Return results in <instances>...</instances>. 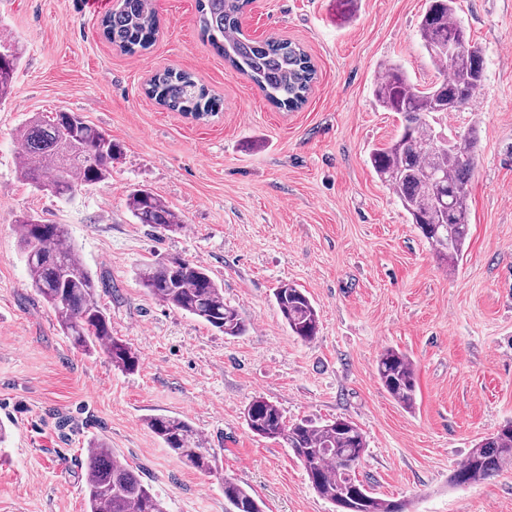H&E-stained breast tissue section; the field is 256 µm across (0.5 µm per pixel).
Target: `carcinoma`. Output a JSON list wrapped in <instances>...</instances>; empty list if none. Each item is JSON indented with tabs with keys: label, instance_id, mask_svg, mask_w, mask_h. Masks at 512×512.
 I'll return each mask as SVG.
<instances>
[{
	"label": "carcinoma",
	"instance_id": "obj_1",
	"mask_svg": "<svg viewBox=\"0 0 512 512\" xmlns=\"http://www.w3.org/2000/svg\"><path fill=\"white\" fill-rule=\"evenodd\" d=\"M250 0H198L201 32L224 55L236 72L248 77L279 108L301 107L315 79V68L306 51L288 40H256L245 34L241 18ZM103 33L112 45L133 54L154 38L157 20L152 0H120L102 21ZM418 35L439 73L427 87L413 83L401 68L386 62L374 82L373 96L379 107L400 116L397 135L371 150L369 161L379 177L397 196L412 223L447 267L463 258L469 235L468 179L474 165L476 139L457 136L450 147L431 148L441 133L433 123L445 114L448 101L461 111L480 90L485 61L480 47L467 37L456 17V0H428L418 25ZM459 47L452 57L439 50ZM9 52L0 61V100L12 92L20 62L18 42L0 33V49ZM149 96L171 111L205 115L218 111L220 101L185 72L165 70L149 81ZM23 145L20 170L32 185L57 197L70 195L79 184L107 180L112 163L122 154L120 143L77 112H57L44 121L29 118L19 129ZM127 206L141 224L167 232L182 231L179 215L149 189H134ZM22 253L31 287L54 312L72 344L85 351L101 350L112 366L133 373L140 356L128 343L112 336V321L97 299L98 284L86 270L79 253L67 242L61 224H44L35 215L18 219ZM148 292L167 305L192 315L226 336H243L248 322L224 303V290L195 261L171 257L139 269ZM278 312L303 342L319 331L317 310L307 292L288 283L274 291ZM377 379L403 408L412 410L416 396V369L398 349L384 350L377 361ZM250 431L290 448L302 462L314 492L330 501L338 512H406L407 503L374 496L355 476L366 451V440L352 420L339 417L322 424L306 419L285 422L277 405L253 399L244 411ZM147 427L174 455L201 473L216 468V453L193 424L175 416H152ZM512 468V420L471 448L454 468L455 487L480 484ZM86 512H167L164 502L141 476L119 459L103 440L86 453ZM225 512H265V503L224 477Z\"/></svg>",
	"mask_w": 512,
	"mask_h": 512
}]
</instances>
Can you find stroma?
Listing matches in <instances>:
<instances>
[{"label":"stroma","mask_w":512,"mask_h":512,"mask_svg":"<svg viewBox=\"0 0 512 512\" xmlns=\"http://www.w3.org/2000/svg\"><path fill=\"white\" fill-rule=\"evenodd\" d=\"M485 57V80L449 132H475L466 252L447 270L374 173L368 155L398 130L372 86L382 62L418 85L437 72L420 44L426 0H252L243 30L287 39L316 75L304 105H271L203 39L197 0H153L158 33L129 55L102 20L114 0H0V29L22 49L0 101V512H86L83 460L108 442L169 512H224L232 476L266 512H335L283 444L244 420L254 398L287 422L346 417L367 448L356 470L375 496L409 512H512V469L482 484L449 485L483 436L512 420V0H458ZM186 71L220 98L195 120L156 103V72ZM60 110L80 113L123 148L102 183L59 199L25 181L19 127ZM145 187L180 216L173 234L138 223L128 193ZM64 225L95 279L112 334L137 350L127 374L75 349L30 287L17 220ZM201 262L224 300L250 322L231 338L149 294L137 272L161 257ZM307 291L319 315L310 342L293 336L273 301L280 283ZM405 352L416 405L381 387L383 349ZM154 415L191 420L218 454L204 474L148 429Z\"/></svg>","instance_id":"stroma-1"}]
</instances>
